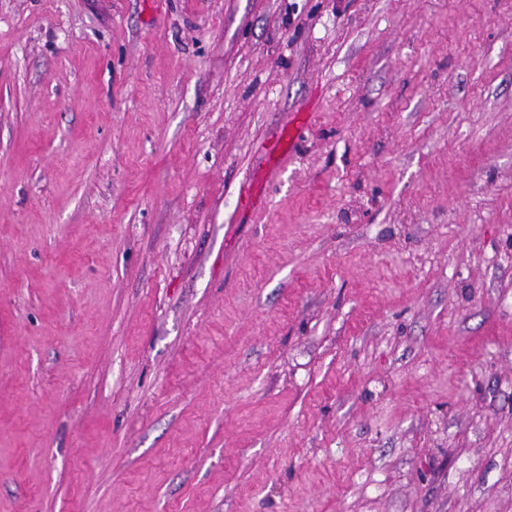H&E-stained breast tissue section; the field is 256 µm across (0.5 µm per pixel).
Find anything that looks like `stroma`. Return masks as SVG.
I'll use <instances>...</instances> for the list:
<instances>
[{
	"instance_id": "1",
	"label": "stroma",
	"mask_w": 512,
	"mask_h": 512,
	"mask_svg": "<svg viewBox=\"0 0 512 512\" xmlns=\"http://www.w3.org/2000/svg\"><path fill=\"white\" fill-rule=\"evenodd\" d=\"M0 512H512V0H0ZM310 121V114L305 112H297L294 114L293 119L284 124L277 135L276 150L269 154L271 160L275 153L283 151L284 145L289 142L290 146L299 139L303 127ZM296 123L293 125V123ZM292 124V125H291Z\"/></svg>"
}]
</instances>
